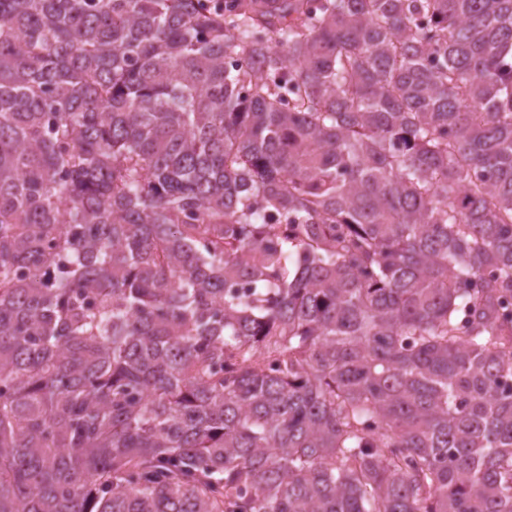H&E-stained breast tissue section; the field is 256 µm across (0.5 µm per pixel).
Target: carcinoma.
Segmentation results:
<instances>
[{"instance_id":"carcinoma-1","label":"carcinoma","mask_w":512,"mask_h":512,"mask_svg":"<svg viewBox=\"0 0 512 512\" xmlns=\"http://www.w3.org/2000/svg\"><path fill=\"white\" fill-rule=\"evenodd\" d=\"M511 305L512 0H0V512H512Z\"/></svg>"}]
</instances>
